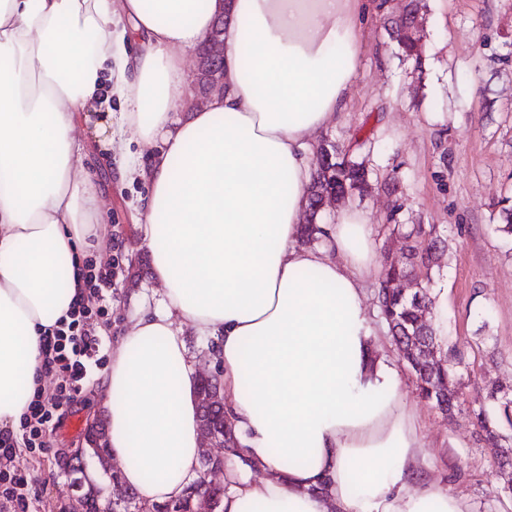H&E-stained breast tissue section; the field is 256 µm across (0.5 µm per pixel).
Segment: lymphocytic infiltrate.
I'll return each instance as SVG.
<instances>
[{"label": "lymphocytic infiltrate", "mask_w": 512, "mask_h": 512, "mask_svg": "<svg viewBox=\"0 0 512 512\" xmlns=\"http://www.w3.org/2000/svg\"><path fill=\"white\" fill-rule=\"evenodd\" d=\"M83 279L87 298L74 300L67 317L40 338V374L51 377V384L35 390L19 418L18 431L0 432V512H29V480L12 465L19 448L46 450L58 411L75 401L84 382L104 364L90 329L94 315L91 302L111 296L112 274L89 261Z\"/></svg>", "instance_id": "f902f5d3"}]
</instances>
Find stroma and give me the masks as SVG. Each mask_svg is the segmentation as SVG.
<instances>
[{
    "label": "stroma",
    "mask_w": 512,
    "mask_h": 512,
    "mask_svg": "<svg viewBox=\"0 0 512 512\" xmlns=\"http://www.w3.org/2000/svg\"><path fill=\"white\" fill-rule=\"evenodd\" d=\"M404 0H366L359 18L364 52L351 82L347 110L316 143L350 144L359 127L370 133L358 152L377 177L368 194L349 198L371 226L379 263L400 260L397 224H422L450 240L452 248L430 272L432 315L446 331L449 349L462 364L461 406L443 417L420 399L409 370L402 392L426 453L422 473L459 496L468 512H512L504 493L501 449L479 436L472 409L486 407L499 430L512 437L499 407L488 400L491 385L512 386V237L498 232V203L512 198V0H418L424 22L421 67L400 61L381 26L384 14ZM84 164L107 206L101 222L111 241L107 254L81 248L82 257L112 269V298L91 328L111 325L100 353L112 354L114 337L135 313V299L154 310L160 288L150 275L137 284L149 251L137 230L144 220L147 185L121 177L120 160L81 126ZM365 277V304L380 355L401 357L376 303L380 270ZM104 370H95L81 397L58 423L47 451L15 459L38 493L37 512H65L71 474L62 460L78 445V424L103 396Z\"/></svg>",
    "instance_id": "obj_1"
}]
</instances>
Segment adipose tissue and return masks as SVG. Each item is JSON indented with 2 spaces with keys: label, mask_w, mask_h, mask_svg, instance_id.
Masks as SVG:
<instances>
[{
  "label": "adipose tissue",
  "mask_w": 512,
  "mask_h": 512,
  "mask_svg": "<svg viewBox=\"0 0 512 512\" xmlns=\"http://www.w3.org/2000/svg\"><path fill=\"white\" fill-rule=\"evenodd\" d=\"M362 0H0V428L38 386L40 338L80 294L78 251L105 199L80 113L148 186L140 227L161 287L112 348L109 453L141 501L180 496L200 458L184 326L218 340L228 464L222 512H466L425 457L399 371L376 357L360 211L295 244L317 133L336 127L362 53ZM226 11L223 88L186 108L187 53ZM150 49L128 59L122 23ZM342 59H335V50ZM125 109L113 115L111 96ZM136 130L149 167L130 157ZM137 464H130V454ZM160 473L148 482L145 471Z\"/></svg>",
  "instance_id": "obj_1"
}]
</instances>
